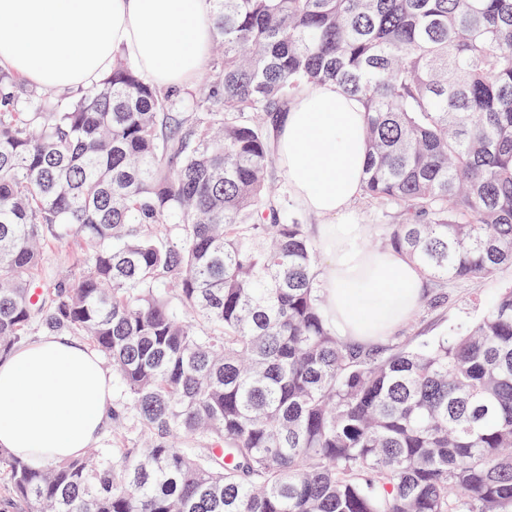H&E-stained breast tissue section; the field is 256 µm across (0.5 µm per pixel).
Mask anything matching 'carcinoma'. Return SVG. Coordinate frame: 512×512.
<instances>
[{"label":"carcinoma","instance_id":"obj_1","mask_svg":"<svg viewBox=\"0 0 512 512\" xmlns=\"http://www.w3.org/2000/svg\"><path fill=\"white\" fill-rule=\"evenodd\" d=\"M194 88L131 59L76 97L0 70V358L88 341L122 448H0L15 512H512V286L455 336L336 334L274 128L333 82L367 114L363 198L423 278L512 265V0H212ZM76 238V273L41 246Z\"/></svg>","mask_w":512,"mask_h":512}]
</instances>
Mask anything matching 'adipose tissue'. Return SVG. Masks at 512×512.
Instances as JSON below:
<instances>
[{
    "mask_svg": "<svg viewBox=\"0 0 512 512\" xmlns=\"http://www.w3.org/2000/svg\"><path fill=\"white\" fill-rule=\"evenodd\" d=\"M210 0H0V65L53 90L89 89L116 52L160 88L194 79L212 41ZM289 190L325 225L327 303L343 336H385L419 305L422 277L405 255L366 252L352 205L363 184V103L333 83L291 101L272 137ZM112 374L80 342L43 336L0 360V447L60 461L96 447L112 416Z\"/></svg>",
    "mask_w": 512,
    "mask_h": 512,
    "instance_id": "1",
    "label": "adipose tissue"
}]
</instances>
